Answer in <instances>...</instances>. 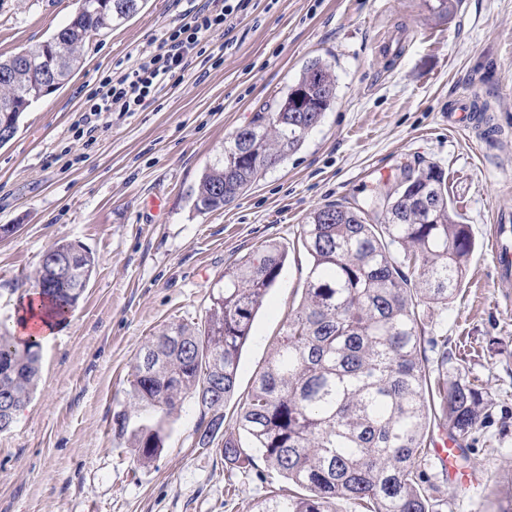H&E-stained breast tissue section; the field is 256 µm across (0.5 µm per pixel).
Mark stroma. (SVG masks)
Instances as JSON below:
<instances>
[{
	"instance_id": "1",
	"label": "stroma",
	"mask_w": 512,
	"mask_h": 512,
	"mask_svg": "<svg viewBox=\"0 0 512 512\" xmlns=\"http://www.w3.org/2000/svg\"><path fill=\"white\" fill-rule=\"evenodd\" d=\"M446 9H439V2ZM79 0H0V56L44 41ZM190 0H144L129 19L91 36L82 69L22 116L0 147V328L17 323L44 252L77 242L96 268L68 320L41 339L40 379L0 433V512H257L270 492L298 486L265 462L226 469L198 447L211 417L186 396L166 423L164 447L140 463L115 423L147 419L129 403L132 365L171 324L204 322L224 269L274 242L286 253L245 344L233 425L256 373L301 300L311 259L301 230L315 209L363 204L406 165L444 171L448 196L476 247L458 296L427 307L424 332L448 341L462 370L495 403L471 453L474 495L449 494L444 512H489L512 499V290L496 285L487 229L512 215V0H251L214 34L219 66L193 61L183 79L140 112L103 113L92 145L72 126L85 92L116 62L156 51ZM331 64L336 100L299 151L223 209L191 198L206 167L255 113L275 105L312 61ZM460 100L488 104L498 127L450 130Z\"/></svg>"
}]
</instances>
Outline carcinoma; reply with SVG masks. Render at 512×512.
Segmentation results:
<instances>
[{"label": "carcinoma", "mask_w": 512, "mask_h": 512, "mask_svg": "<svg viewBox=\"0 0 512 512\" xmlns=\"http://www.w3.org/2000/svg\"><path fill=\"white\" fill-rule=\"evenodd\" d=\"M78 12L36 50L53 59L56 89L84 64L90 36L127 20L141 0H80ZM41 58H0V123L18 131L22 114L45 93ZM308 112L291 111L296 89ZM336 97L330 66L307 65L270 112L255 113L224 156L202 176L194 208L212 212L248 192L265 172L300 149ZM407 185L381 187L362 206L329 204L302 225L312 258L302 300L236 418L223 432L224 403L233 395L241 352L255 316L277 282L286 254L276 243L224 269L203 329L172 324L139 352L129 381L136 408L153 420L131 431L138 461L157 457L164 424L191 394L212 412L198 445L224 433V464L246 472L260 456L302 496L271 495L258 512H440L448 482L430 475L429 419L463 442L483 428L494 402L475 379L448 380V351L433 361L434 340L422 329V308H448L462 283L475 241L448 201L443 170L405 168ZM36 276L45 307L63 317L79 302L95 257L71 242L46 251ZM413 269L415 279L404 269ZM39 344L0 333V432L25 404L39 374Z\"/></svg>", "instance_id": "carcinoma-1"}]
</instances>
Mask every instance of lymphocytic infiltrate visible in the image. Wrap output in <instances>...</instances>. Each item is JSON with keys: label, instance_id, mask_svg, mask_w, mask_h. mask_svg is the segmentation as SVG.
<instances>
[{"label": "lymphocytic infiltrate", "instance_id": "1", "mask_svg": "<svg viewBox=\"0 0 512 512\" xmlns=\"http://www.w3.org/2000/svg\"><path fill=\"white\" fill-rule=\"evenodd\" d=\"M248 0H196L163 33L156 52L142 55L130 66L116 64L98 88L87 90L85 107L73 127L79 140L94 141L102 113L142 111L155 96L183 77L190 59L210 61L211 38L232 29Z\"/></svg>", "mask_w": 512, "mask_h": 512}]
</instances>
